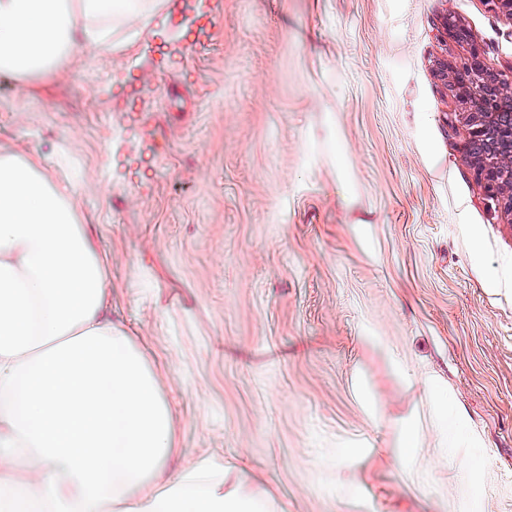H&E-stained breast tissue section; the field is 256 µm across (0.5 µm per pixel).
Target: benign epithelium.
Instances as JSON below:
<instances>
[{
    "instance_id": "obj_1",
    "label": "benign epithelium",
    "mask_w": 512,
    "mask_h": 512,
    "mask_svg": "<svg viewBox=\"0 0 512 512\" xmlns=\"http://www.w3.org/2000/svg\"><path fill=\"white\" fill-rule=\"evenodd\" d=\"M474 86L468 100L473 117L468 121L463 150L484 192L512 211V113L490 108L491 101L507 92L512 81L483 66L476 72Z\"/></svg>"
}]
</instances>
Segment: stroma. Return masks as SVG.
I'll list each match as a JSON object with an SVG mask.
<instances>
[{"instance_id":"obj_1","label":"stroma","mask_w":512,"mask_h":512,"mask_svg":"<svg viewBox=\"0 0 512 512\" xmlns=\"http://www.w3.org/2000/svg\"><path fill=\"white\" fill-rule=\"evenodd\" d=\"M223 2L187 54L192 16L0 75V151L69 160L112 320L172 409L167 470L224 461L282 512H512V213L464 162L448 116L469 105L438 74L478 45L512 75V18L486 0ZM420 371L484 469L433 463ZM411 425L424 479L397 461Z\"/></svg>"}]
</instances>
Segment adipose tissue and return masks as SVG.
Segmentation results:
<instances>
[{"label": "adipose tissue", "instance_id": "adipose-tissue-1", "mask_svg": "<svg viewBox=\"0 0 512 512\" xmlns=\"http://www.w3.org/2000/svg\"><path fill=\"white\" fill-rule=\"evenodd\" d=\"M154 0H0V73L56 66L137 30ZM104 260L70 186L0 155V512H275L212 460L163 468L173 423L132 339L106 306ZM455 463L477 447L465 415L419 375Z\"/></svg>", "mask_w": 512, "mask_h": 512}]
</instances>
